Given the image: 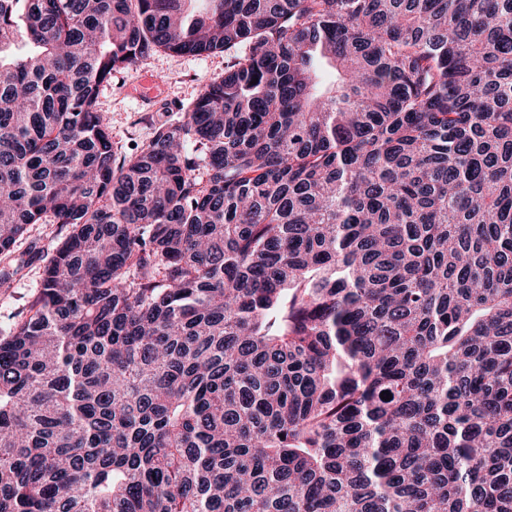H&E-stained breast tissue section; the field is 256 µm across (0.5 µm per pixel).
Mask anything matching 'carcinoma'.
<instances>
[{
	"instance_id": "obj_1",
	"label": "carcinoma",
	"mask_w": 512,
	"mask_h": 512,
	"mask_svg": "<svg viewBox=\"0 0 512 512\" xmlns=\"http://www.w3.org/2000/svg\"><path fill=\"white\" fill-rule=\"evenodd\" d=\"M193 2L0 0V512H512V0ZM227 62L224 52L187 57L160 51L115 72L98 100L99 109L109 120L114 145L133 153L149 142L159 122L171 115L182 119L186 113L183 106L195 99L212 78L224 73ZM144 76L157 83L156 101L150 104L128 91ZM66 233V229H61L58 224H35L31 226L29 232L15 244L8 258L5 259L0 255V269L7 262L28 259L31 254V247L35 244L43 253L52 252ZM42 262L33 261L26 275L14 281L6 291L0 289V326L18 321L29 308L30 302L42 287Z\"/></svg>"
}]
</instances>
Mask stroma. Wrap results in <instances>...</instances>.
Segmentation results:
<instances>
[{
  "label": "stroma",
  "instance_id": "35a3bbf8",
  "mask_svg": "<svg viewBox=\"0 0 512 512\" xmlns=\"http://www.w3.org/2000/svg\"><path fill=\"white\" fill-rule=\"evenodd\" d=\"M227 62V56L221 52L187 57L160 51L115 72L98 100L100 110L109 120L114 145L126 151L134 145L142 146L152 138L159 122L172 117L183 118L185 106L198 96L206 83L223 73ZM145 76L157 83L156 100L152 103L141 101L129 91L130 85ZM64 235V229L56 224L33 225L15 244L10 257L0 256V266L9 259H29L35 247L46 253L53 251ZM41 286V264L30 261L23 278L14 281L11 288L0 289V326L22 318Z\"/></svg>",
  "mask_w": 512,
  "mask_h": 512
}]
</instances>
